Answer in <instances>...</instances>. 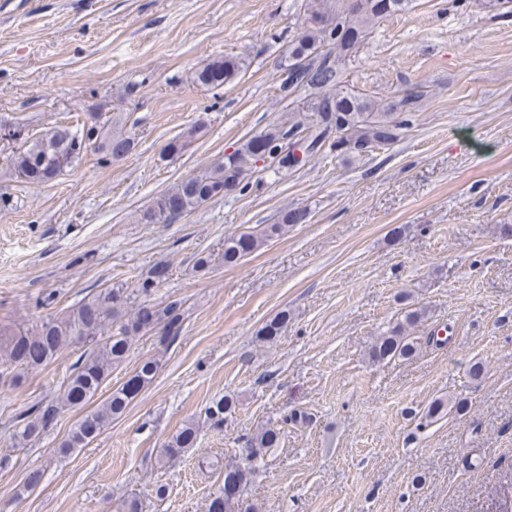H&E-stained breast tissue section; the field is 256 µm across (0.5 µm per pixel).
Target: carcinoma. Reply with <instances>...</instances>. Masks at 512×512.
<instances>
[{"mask_svg": "<svg viewBox=\"0 0 512 512\" xmlns=\"http://www.w3.org/2000/svg\"><path fill=\"white\" fill-rule=\"evenodd\" d=\"M409 2L300 0L304 23L288 46L281 65V87L290 95L300 91L310 93L307 111L289 114L287 121L251 136L224 156V160L161 194L141 220L146 224L172 222L226 192L245 190L248 184L244 180L256 169L261 147L267 152L268 167L278 172H295L325 149L343 159H354L394 144L412 125L414 105L425 92L416 86L398 97L377 100L345 86V63L347 56L372 33L379 19L406 10ZM243 66L242 59L225 56L205 64L195 78L202 85L219 87L232 82ZM133 144L130 135L100 121L98 115L76 127L58 124L44 135L24 141L13 154L3 178L16 177L30 184H43L89 153L98 155V164L106 165L117 159V155L131 151ZM307 217L306 209L292 208L284 212L278 224L224 238V265H238L267 241L282 235L288 226L302 224ZM169 271L164 263L149 270L137 285V293L146 300L129 313L125 312L130 301L128 288L115 284L97 291L65 316L42 322L34 333L0 328L1 378L10 377L17 367L40 368L74 343L89 345L76 362L59 398L34 409L32 418L15 431L17 443L25 445L38 438L63 411L80 410L92 404L112 368L127 359L136 337L158 331L160 341L164 342L180 334L179 303L172 301L160 306L147 300L154 288L168 279ZM425 315L424 308L405 312L403 320L377 338L371 350L372 358L380 362L413 355L416 346L407 328ZM287 324L288 312L278 313L258 331L259 340L274 342ZM158 367L155 359L141 360L122 385L112 389L97 408L76 421L57 452L66 457L93 442L154 379ZM235 409L234 399L223 396L204 409L205 419L219 430ZM451 409L465 414L467 400L459 398L448 404L436 399L428 406L425 418H442ZM278 436L276 428L267 427L247 438L244 451L248 464L225 465L224 484L235 490L246 486L253 471L251 463L272 447ZM197 437L195 425H183L162 449L160 461L168 462L184 455L196 445ZM208 512H242V499L235 492L220 491L211 496Z\"/></svg>", "mask_w": 512, "mask_h": 512, "instance_id": "carcinoma-1", "label": "carcinoma"}]
</instances>
